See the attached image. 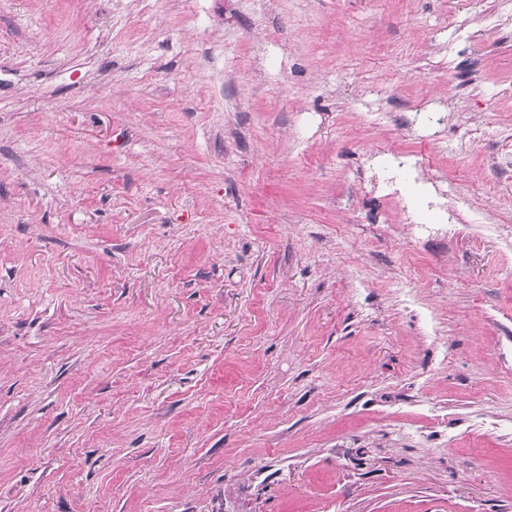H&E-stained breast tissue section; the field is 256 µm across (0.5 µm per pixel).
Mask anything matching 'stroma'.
<instances>
[{
    "mask_svg": "<svg viewBox=\"0 0 512 512\" xmlns=\"http://www.w3.org/2000/svg\"><path fill=\"white\" fill-rule=\"evenodd\" d=\"M505 155L501 0H0V512H512ZM362 164L368 168L376 164L383 176V194L373 198L372 208L365 213L368 224H389L388 212L396 211L405 219L402 224H417L420 226L432 224L444 234H448L450 227L447 223L448 183L439 177L430 174L422 157L391 147L380 146L376 150L366 152L362 157ZM411 170L415 174L412 190L401 193L396 185ZM426 202V210L420 202Z\"/></svg>",
    "mask_w": 512,
    "mask_h": 512,
    "instance_id": "obj_1",
    "label": "stroma"
}]
</instances>
